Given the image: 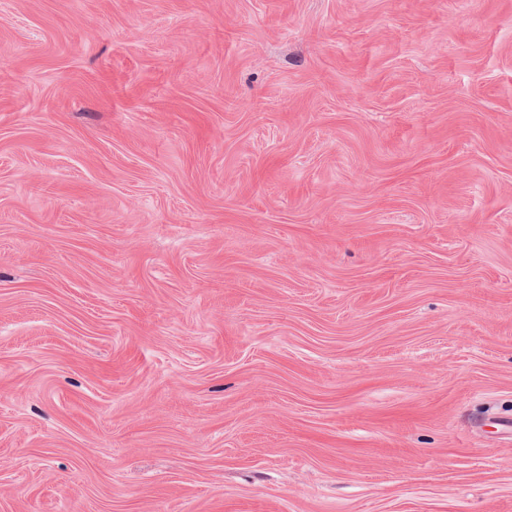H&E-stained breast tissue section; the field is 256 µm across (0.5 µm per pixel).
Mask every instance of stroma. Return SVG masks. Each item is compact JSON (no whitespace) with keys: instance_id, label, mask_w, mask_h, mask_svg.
Here are the masks:
<instances>
[{"instance_id":"1","label":"stroma","mask_w":512,"mask_h":512,"mask_svg":"<svg viewBox=\"0 0 512 512\" xmlns=\"http://www.w3.org/2000/svg\"><path fill=\"white\" fill-rule=\"evenodd\" d=\"M0 512H512V0H0Z\"/></svg>"}]
</instances>
